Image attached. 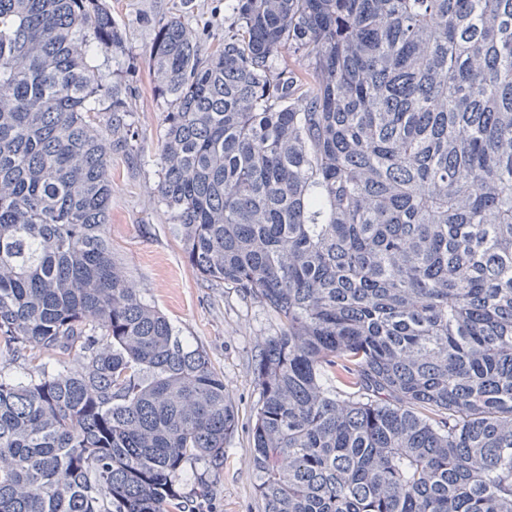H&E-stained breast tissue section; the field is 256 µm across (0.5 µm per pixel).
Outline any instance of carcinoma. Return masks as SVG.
I'll use <instances>...</instances> for the list:
<instances>
[{"label": "carcinoma", "instance_id": "carcinoma-1", "mask_svg": "<svg viewBox=\"0 0 512 512\" xmlns=\"http://www.w3.org/2000/svg\"><path fill=\"white\" fill-rule=\"evenodd\" d=\"M160 23L155 193L265 305L264 512H512V0H234ZM106 0H0V512H171L224 462V376L112 252L131 106ZM78 356L73 369L63 357Z\"/></svg>", "mask_w": 512, "mask_h": 512}]
</instances>
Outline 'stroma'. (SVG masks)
I'll list each match as a JSON object with an SVG mask.
<instances>
[{
	"mask_svg": "<svg viewBox=\"0 0 512 512\" xmlns=\"http://www.w3.org/2000/svg\"><path fill=\"white\" fill-rule=\"evenodd\" d=\"M112 19L124 40L99 54L104 84H118L136 106L132 152L112 157V211L107 233L112 250L143 298L203 347L224 375V387L239 416L224 444V462L213 468L198 459L186 463L180 488L202 512H262L249 464L248 425L260 399L252 362L262 343L275 336L278 319L263 304L243 299L230 286L197 278L188 268L173 220L153 189L160 177L162 99L152 91L148 61L154 29L172 17L184 20L200 47L210 33L223 32L232 0H110Z\"/></svg>",
	"mask_w": 512,
	"mask_h": 512,
	"instance_id": "stroma-1",
	"label": "stroma"
}]
</instances>
